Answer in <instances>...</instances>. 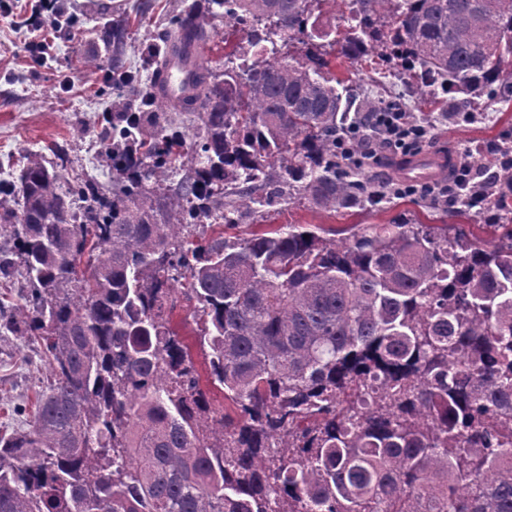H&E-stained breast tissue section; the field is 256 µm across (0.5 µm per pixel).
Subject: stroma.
<instances>
[{
	"mask_svg": "<svg viewBox=\"0 0 512 512\" xmlns=\"http://www.w3.org/2000/svg\"><path fill=\"white\" fill-rule=\"evenodd\" d=\"M192 0H64L76 17L72 33H52L54 57L32 59L26 51L27 32L16 31L0 19V192L9 193L27 156L54 160L63 154L60 168L68 182L100 187L112 183L104 154L108 127L101 117L116 112L112 79L124 74L147 85L152 71L145 49L171 29L170 21ZM123 24L129 38L120 60H113L106 42L108 28ZM330 70L344 83L359 87L372 99L400 100L405 111L432 124L434 146L457 153L467 149L470 165L481 159L500 163L504 139H512V101L481 105L469 123L452 120L449 113L417 101L400 80L388 76L387 65H367L330 53ZM430 202L418 197H389L377 208L338 212L312 208L301 200L267 208L264 223L319 226L334 230L337 239H350L375 224L400 221L436 223ZM47 363L39 345L15 337L0 338V427L11 423L14 410L32 406L35 393L47 382Z\"/></svg>",
	"mask_w": 512,
	"mask_h": 512,
	"instance_id": "stroma-1",
	"label": "stroma"
}]
</instances>
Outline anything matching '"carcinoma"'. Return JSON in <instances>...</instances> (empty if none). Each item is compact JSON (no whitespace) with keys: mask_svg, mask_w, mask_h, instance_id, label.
Masks as SVG:
<instances>
[{"mask_svg":"<svg viewBox=\"0 0 512 512\" xmlns=\"http://www.w3.org/2000/svg\"><path fill=\"white\" fill-rule=\"evenodd\" d=\"M330 2L181 11L188 45L224 19V67L199 66L183 101L149 90L152 111L117 116L112 191L29 159L18 211L0 216V276L23 283L0 330L43 347L49 380L0 431V512H512V224H487L492 241L445 221L350 242L292 224L190 239L205 219L382 195L336 159V137L382 106L331 76ZM348 9L341 54L392 62L457 112L505 99L512 0ZM185 111L200 152L176 167L185 133L158 116ZM180 300L203 374L172 321Z\"/></svg>","mask_w":512,"mask_h":512,"instance_id":"cac0c4a2","label":"carcinoma"}]
</instances>
